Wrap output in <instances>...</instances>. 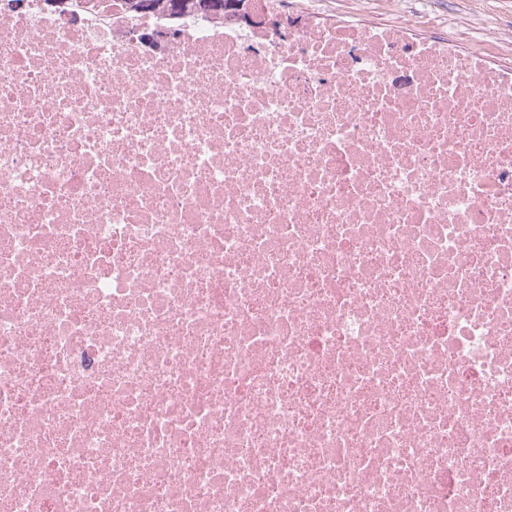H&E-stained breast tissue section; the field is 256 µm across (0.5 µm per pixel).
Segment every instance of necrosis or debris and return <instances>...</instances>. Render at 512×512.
<instances>
[{
    "mask_svg": "<svg viewBox=\"0 0 512 512\" xmlns=\"http://www.w3.org/2000/svg\"><path fill=\"white\" fill-rule=\"evenodd\" d=\"M0 0V512H512V68Z\"/></svg>",
    "mask_w": 512,
    "mask_h": 512,
    "instance_id": "4bbe7bcc",
    "label": "necrosis or debris"
}]
</instances>
